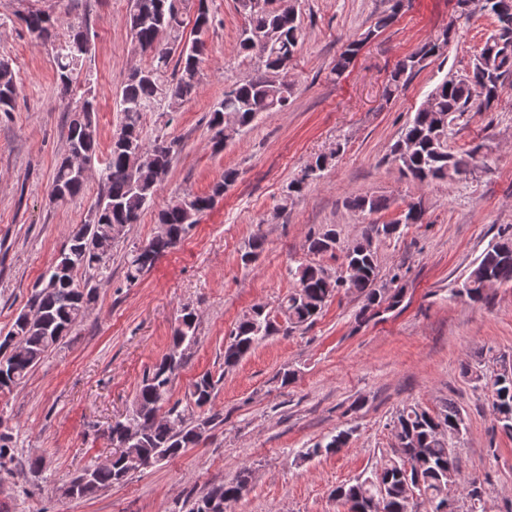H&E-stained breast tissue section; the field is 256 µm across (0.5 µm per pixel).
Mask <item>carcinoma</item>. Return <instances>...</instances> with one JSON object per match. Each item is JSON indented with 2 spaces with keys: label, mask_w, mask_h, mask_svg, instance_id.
Listing matches in <instances>:
<instances>
[{
  "label": "carcinoma",
  "mask_w": 512,
  "mask_h": 512,
  "mask_svg": "<svg viewBox=\"0 0 512 512\" xmlns=\"http://www.w3.org/2000/svg\"><path fill=\"white\" fill-rule=\"evenodd\" d=\"M262 5L246 13V23L238 34L239 54L252 74L234 83L212 110L208 129L213 148H224V128L234 132L250 126L259 116L282 112L288 108L292 87L281 74L287 72L304 29L298 12L276 6V0H261ZM470 18L480 13L492 21L493 29L475 55L471 68L460 76L442 80L427 96L428 106L421 107L404 125L391 146L390 156L402 175L420 183L440 181L467 174L475 167L482 149L476 145L461 154L448 148L450 125L466 112L490 111L498 106L506 92V80L512 77V0H471ZM185 0H133L127 24L134 49L148 54L147 66L133 70L116 100L120 112V128L112 140L108 160L100 178L104 184L93 211L97 220L83 221L71 229L66 245L54 263L39 278L27 306L36 311L31 322L17 316L11 328L0 336V390L10 391L25 383L32 370L55 349L83 317L94 301V289L82 288L78 273L94 278L107 270L112 247L124 235L126 226L140 223L150 207L157 187L168 174L176 155V143L157 138L150 145L142 136V118L146 112L170 109L171 104L191 100L201 82L206 45L205 29L213 22L208 0H197L195 37L184 38L183 9ZM401 0H394L390 12L380 15L360 38L351 41L336 58L333 71L343 74L353 64L362 45L389 26L396 17ZM26 30L44 41L58 43L55 54L56 80L61 97L73 92L74 81L82 74L90 51L86 20L79 12V0H71L66 19L50 18L40 10L17 13ZM450 29L429 37L415 51L399 60L391 74L386 95L392 96L426 66L427 61L446 51ZM497 77L494 93L486 104L471 101L473 82H487ZM72 104L67 115L68 149L82 154L91 164L98 149V127L90 100L92 87ZM18 82L9 60L0 58V112L15 111ZM334 154H321L312 160L301 177L287 186L285 199L302 193L305 184L321 177ZM237 179L233 169L224 170L220 181L209 193L193 195L198 213L209 210L224 190ZM86 178L73 172L66 158L56 165L51 193L62 199L81 194ZM345 205L356 212L375 214L389 209V198L382 195L350 197ZM424 211L410 204L406 212L383 224H370L361 237L346 244L334 224H326L309 233L307 251L312 255L342 253L339 271L329 272L314 262H302L289 269L296 287L277 306L268 310L256 307L238 321L224 347V367L239 363L265 338L277 333L282 324L297 329L311 324L335 294L354 292L364 299L358 319L367 318L375 302L391 299L398 306L404 288L396 287L400 275L379 278V265L374 243L391 238L403 226L423 223ZM156 222L169 226L168 237L148 241L153 258L135 249L127 257L125 278L137 282L155 263V259L176 247L189 233L183 210L173 204L160 210ZM265 244L261 235L252 236L243 263L256 260ZM385 282L382 288L379 282ZM512 283V227L498 233V240L476 260L458 294L472 301L488 299L487 290ZM198 317L194 310H181L173 330L171 343L161 358L140 381L131 408L109 427L108 439L116 452L112 462L86 468L60 488L66 498H92L103 489L121 484L143 469V462L155 464L181 454L197 444L210 428L224 422L215 413L203 418L190 417L189 408L202 409L215 396L218 381L208 372L200 375L188 388L186 407L175 403L159 415L168 400L174 380L183 366L187 350L197 342ZM463 376L474 383L489 381L491 407L500 428L512 435V364L501 360L499 371L489 376L479 365H468ZM396 443L376 461L371 474L352 483L336 486L331 495L349 506V512H416V500L431 506V512H457L450 493L453 488L465 490L469 501L466 512H485V490L480 480L464 474L455 443L466 430L464 416L455 402L446 401L439 412L431 413L417 404L398 410L393 420ZM350 437L340 430L327 442L306 449L304 459L328 456L344 447ZM14 461L11 437L0 433V472H10ZM251 471L241 469L235 481L214 485L194 499L186 512H198L196 506L214 500L218 512H227L249 490Z\"/></svg>",
  "instance_id": "cac0c4a2"
}]
</instances>
